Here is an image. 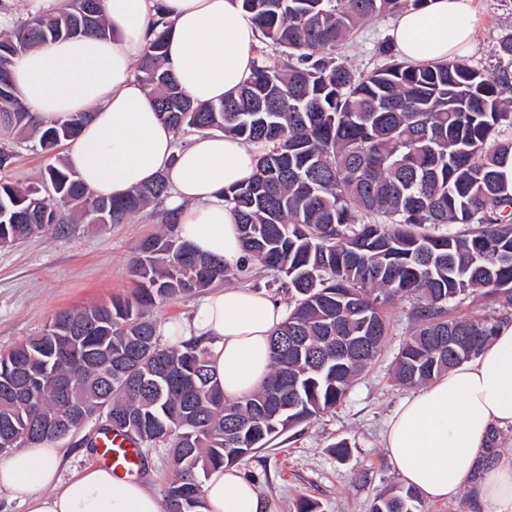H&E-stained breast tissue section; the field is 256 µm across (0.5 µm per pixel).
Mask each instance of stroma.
I'll return each instance as SVG.
<instances>
[{
    "label": "stroma",
    "mask_w": 512,
    "mask_h": 512,
    "mask_svg": "<svg viewBox=\"0 0 512 512\" xmlns=\"http://www.w3.org/2000/svg\"><path fill=\"white\" fill-rule=\"evenodd\" d=\"M476 49L467 64L493 76L512 72L499 59L497 45L512 35V0H477ZM392 17L368 21L339 49V60L357 72L384 63L379 46L389 41ZM10 181H37L48 165L60 164L64 147L49 155L26 145L15 147ZM163 224L147 210L123 224H86L72 220L61 229L0 248V353L35 335L60 311L130 296L137 284L130 273L143 239L160 234ZM409 300L388 303L390 328L378 360L335 409L272 439L266 448L239 463L244 474L271 496L278 512H298L310 500L317 512H371L375 497L403 483L390 468L382 445L385 418L409 395L397 385L392 367L411 323ZM348 444L345 456L337 442Z\"/></svg>",
    "instance_id": "obj_1"
}]
</instances>
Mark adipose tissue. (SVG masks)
I'll return each mask as SVG.
<instances>
[{
	"label": "adipose tissue",
	"instance_id": "1",
	"mask_svg": "<svg viewBox=\"0 0 512 512\" xmlns=\"http://www.w3.org/2000/svg\"><path fill=\"white\" fill-rule=\"evenodd\" d=\"M107 37H77L32 48L12 80L38 123L48 127L86 112L65 165L95 194L120 197L165 174L166 209L178 236L200 253L236 264L243 256L237 217L224 191L250 177L257 155L243 139L211 132L179 144L160 118L135 67L169 23L164 67L197 103L236 94L250 76L260 33L239 0H104ZM474 0H428L401 12L391 35L409 63L454 60L476 46ZM287 317L266 293L245 287L206 294L191 318L159 323L163 345L199 342L227 400L249 397L271 369L270 334ZM512 429V323L485 350L404 399L389 416L388 463L431 501L472 490L482 512H512V458H495L494 430ZM55 443L13 449L0 461V492L26 512H161L143 483L91 465L62 480ZM206 512H276L236 467L210 471Z\"/></svg>",
	"mask_w": 512,
	"mask_h": 512
}]
</instances>
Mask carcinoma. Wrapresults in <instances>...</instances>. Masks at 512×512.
Wrapping results in <instances>:
<instances>
[{"label":"carcinoma","mask_w":512,"mask_h":512,"mask_svg":"<svg viewBox=\"0 0 512 512\" xmlns=\"http://www.w3.org/2000/svg\"><path fill=\"white\" fill-rule=\"evenodd\" d=\"M260 28L251 76L237 95L192 102L164 69L166 22L137 78L177 135L220 130L262 146L251 178L224 192L239 219L245 261L288 278L293 304L272 332L268 381L240 401L224 398L204 349L167 347L150 309L158 301L221 284L224 259L166 232L143 241L131 297L64 310L44 330L0 354V454L50 442L46 424L77 430L74 406L96 432L117 430L140 448H164L174 473L163 512H205L204 479L265 447L279 433L335 408L380 355L383 307L414 295L415 323L393 379L422 385L478 356L512 320V78L490 77L460 60L409 64L393 46L381 67L357 73L336 48L362 22L394 14L406 0H241ZM0 31L12 65L57 39L105 37L103 0H63L52 13L23 16ZM286 57L267 63L269 52ZM87 114L39 128L11 72L0 76V131L39 134L49 153L74 139ZM169 185L162 176L121 198L93 195L64 167L27 184L0 177V246L68 215L122 224ZM465 224L468 231L451 230ZM483 291L497 317L448 318V304ZM373 336L370 349L356 345ZM371 512H418L410 490L390 489Z\"/></svg>","instance_id":"1"}]
</instances>
